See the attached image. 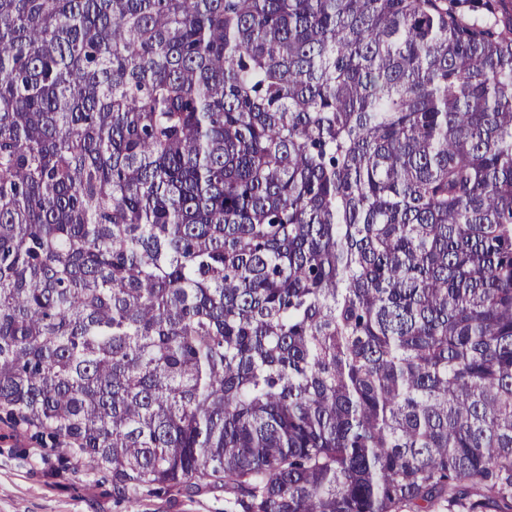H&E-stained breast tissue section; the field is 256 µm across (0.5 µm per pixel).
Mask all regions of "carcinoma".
Masks as SVG:
<instances>
[{"label": "carcinoma", "instance_id": "cac0c4a2", "mask_svg": "<svg viewBox=\"0 0 512 512\" xmlns=\"http://www.w3.org/2000/svg\"><path fill=\"white\" fill-rule=\"evenodd\" d=\"M0 423L130 504L512 512V8L0 0Z\"/></svg>", "mask_w": 512, "mask_h": 512}]
</instances>
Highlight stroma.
Returning a JSON list of instances; mask_svg holds the SVG:
<instances>
[{
  "label": "stroma",
  "instance_id": "1",
  "mask_svg": "<svg viewBox=\"0 0 512 512\" xmlns=\"http://www.w3.org/2000/svg\"><path fill=\"white\" fill-rule=\"evenodd\" d=\"M224 499L220 488L169 489L129 504L113 497L111 478L0 429V512H224Z\"/></svg>",
  "mask_w": 512,
  "mask_h": 512
}]
</instances>
